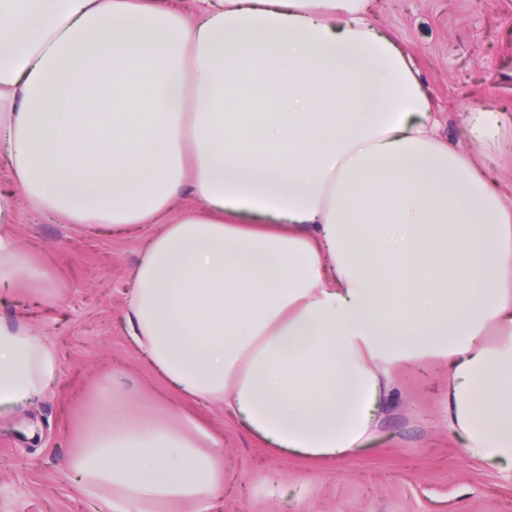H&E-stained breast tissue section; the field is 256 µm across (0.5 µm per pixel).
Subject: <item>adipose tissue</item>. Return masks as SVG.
Returning <instances> with one entry per match:
<instances>
[{
    "label": "adipose tissue",
    "instance_id": "ef3b65f1",
    "mask_svg": "<svg viewBox=\"0 0 512 512\" xmlns=\"http://www.w3.org/2000/svg\"><path fill=\"white\" fill-rule=\"evenodd\" d=\"M193 3L195 24L170 0H0V150L27 203L156 225L125 331L264 444L343 457L376 435L396 368L435 359L439 424L512 470V196L437 138L373 0ZM188 186L200 205L176 212ZM15 224L0 193V284L44 285ZM58 370L0 322L1 404ZM218 446L191 416L141 413L116 376L68 469L95 512H215Z\"/></svg>",
    "mask_w": 512,
    "mask_h": 512
}]
</instances>
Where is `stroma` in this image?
I'll list each match as a JSON object with an SVG mask.
<instances>
[{
    "instance_id": "stroma-1",
    "label": "stroma",
    "mask_w": 512,
    "mask_h": 512,
    "mask_svg": "<svg viewBox=\"0 0 512 512\" xmlns=\"http://www.w3.org/2000/svg\"><path fill=\"white\" fill-rule=\"evenodd\" d=\"M372 20L409 55L443 139L471 149L467 112L502 114L500 141L485 163L511 184L512 0H375ZM15 231L60 296L47 301L16 283L0 294V320L24 321L59 349L61 363L40 400L0 405V512H84L67 463L89 408L116 373L132 400L193 414L222 438L231 480L222 512H512V478L470 461L435 425L448 392L439 363L397 368L400 390L363 449L334 461L282 454L225 419L222 407L186 402L128 343L123 304L152 225L113 236L23 202Z\"/></svg>"
}]
</instances>
